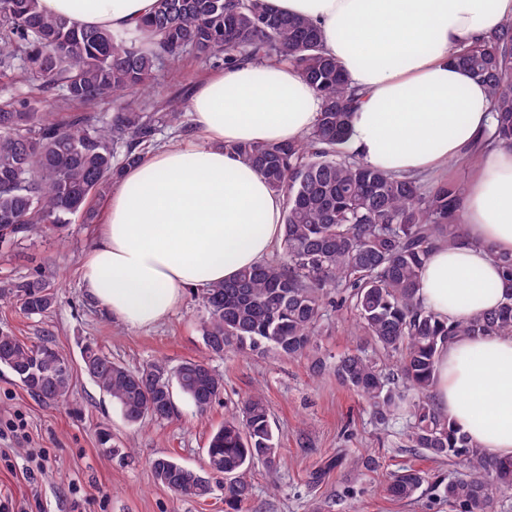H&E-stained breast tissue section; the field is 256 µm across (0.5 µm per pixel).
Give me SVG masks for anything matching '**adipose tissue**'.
<instances>
[{
	"label": "adipose tissue",
	"instance_id": "adipose-tissue-1",
	"mask_svg": "<svg viewBox=\"0 0 512 512\" xmlns=\"http://www.w3.org/2000/svg\"><path fill=\"white\" fill-rule=\"evenodd\" d=\"M155 0H40L80 27L136 30ZM320 25L328 54L362 96L345 146L400 176L467 166L460 244L426 262L419 297L455 323L497 307V256L512 254V147L489 142L486 87L449 60L502 22L512 0H271ZM321 100L285 62L241 63L204 81L190 102L199 139L124 170L81 268L86 294L131 327L164 320L185 289L229 281L278 249L283 201L236 143L295 141ZM434 402L487 455L512 457V334L458 336L437 354Z\"/></svg>",
	"mask_w": 512,
	"mask_h": 512
}]
</instances>
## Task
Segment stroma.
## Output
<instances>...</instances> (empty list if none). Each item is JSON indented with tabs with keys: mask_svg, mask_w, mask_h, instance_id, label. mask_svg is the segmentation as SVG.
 I'll list each match as a JSON object with an SVG mask.
<instances>
[{
	"mask_svg": "<svg viewBox=\"0 0 512 512\" xmlns=\"http://www.w3.org/2000/svg\"><path fill=\"white\" fill-rule=\"evenodd\" d=\"M223 68L219 54L186 56L159 71L151 88L132 100L159 110L170 99L188 107L199 83ZM10 97L40 100L43 112L59 121L79 110L61 89L43 87L20 61L14 79L0 80V98ZM93 244L94 227L79 216L61 228L0 244V283L41 271L58 293L56 305L39 315L0 307V327L25 341L52 337L73 369L70 397L48 404L0 366V501L11 500L13 512H227L220 486H213L204 500L179 499L155 481L149 462L167 455L205 472L212 430L257 389L267 400L281 461L273 472L259 465L246 472L253 495L242 512H449L447 504L428 492L411 504L385 495V481L403 467L433 477L455 475L457 468L406 447L402 424L376 425L361 396L336 380L332 363L363 344L346 311L332 314L331 334L317 339L329 363L323 374H314L307 358L209 357L224 377V396L207 414L198 415L181 399L172 420L127 423L84 373L82 345L96 343L113 361L132 369L155 360L176 365L208 357L199 327L200 294L186 290L181 305L164 321L129 327L96 306L82 288L80 269ZM13 421L23 422L22 435L8 433ZM103 429L112 434L113 451L99 443Z\"/></svg>",
	"mask_w": 512,
	"mask_h": 512,
	"instance_id": "1",
	"label": "stroma"
}]
</instances>
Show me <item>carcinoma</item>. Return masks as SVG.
Masks as SVG:
<instances>
[{
    "label": "carcinoma",
    "mask_w": 512,
    "mask_h": 512,
    "mask_svg": "<svg viewBox=\"0 0 512 512\" xmlns=\"http://www.w3.org/2000/svg\"><path fill=\"white\" fill-rule=\"evenodd\" d=\"M4 1L0 78L21 59L44 86L62 87L68 101L88 109L105 106L112 115L100 126L87 112L57 123L27 98L0 102V242L38 226L67 224L76 215L93 219L95 199L143 158L156 134L154 113L125 96L155 81L164 64L187 53L202 59L222 53L226 65L271 58L291 63L322 101L316 125L297 141L230 147L286 198L280 253L202 292L206 349L212 357L228 351L288 360L311 355L312 370L319 373L324 359L316 355L317 337L329 330L331 312L350 309L374 354L358 349L339 356L338 381L363 398L381 426L396 423L409 400L407 447L463 470L436 485L438 497L453 512H495L494 495L512 492V457L493 458L476 446L435 406L432 387L437 352L451 338L512 334V255L498 257L506 292L493 310L446 324L423 306L419 290L430 252L460 240L456 216L464 181L426 190L417 178L395 176L347 154L346 130L361 97L325 53L320 29L280 13L269 0H156L130 37L48 16L39 0ZM138 38L148 39L153 50L136 46ZM451 62L486 86L494 139L512 146V88L506 87L512 83V21L461 48ZM0 302L37 315L53 308L57 295L48 276L37 272L1 287ZM82 361L130 424L172 419L177 394L204 414L224 393L223 376L206 358L176 366L153 361L133 370L88 343ZM0 365L40 401L58 402L72 393L70 360L48 336L26 342L1 328ZM279 455L266 401L252 393L211 432L206 465L224 489V502L237 510L252 495L244 473L256 464L276 469ZM149 465L155 481L180 498L211 491L210 481L169 457H155ZM427 483L426 472L404 468L390 475L384 491L411 502Z\"/></svg>",
    "instance_id": "carcinoma-1"
}]
</instances>
